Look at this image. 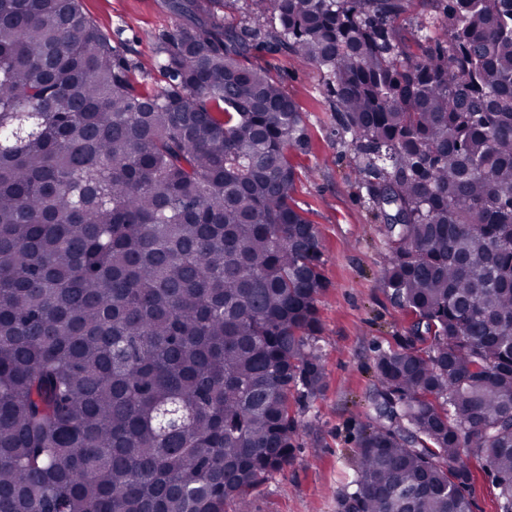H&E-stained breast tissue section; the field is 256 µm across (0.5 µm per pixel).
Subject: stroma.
I'll list each match as a JSON object with an SVG mask.
<instances>
[{
  "instance_id": "1",
  "label": "stroma",
  "mask_w": 512,
  "mask_h": 512,
  "mask_svg": "<svg viewBox=\"0 0 512 512\" xmlns=\"http://www.w3.org/2000/svg\"><path fill=\"white\" fill-rule=\"evenodd\" d=\"M81 7L127 50L138 80L157 86L158 39L175 25L164 0H81ZM255 63L274 67L307 115L310 148L290 156L299 175L293 199L317 228L326 286L318 302L323 389L292 401L297 429L290 461L250 493L247 512H338L353 477V451L373 415L375 359L397 347L412 318L384 285L390 257L384 227L364 201L350 147L336 135L321 75L292 57L266 55Z\"/></svg>"
}]
</instances>
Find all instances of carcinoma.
Wrapping results in <instances>:
<instances>
[{"label":"carcinoma","instance_id":"obj_1","mask_svg":"<svg viewBox=\"0 0 512 512\" xmlns=\"http://www.w3.org/2000/svg\"><path fill=\"white\" fill-rule=\"evenodd\" d=\"M167 0L161 85L80 0H0V512H224L324 383L292 205L314 67L412 316L338 512H512V0ZM471 497L473 512H497L498 489L493 485L481 460L471 459Z\"/></svg>","mask_w":512,"mask_h":512}]
</instances>
